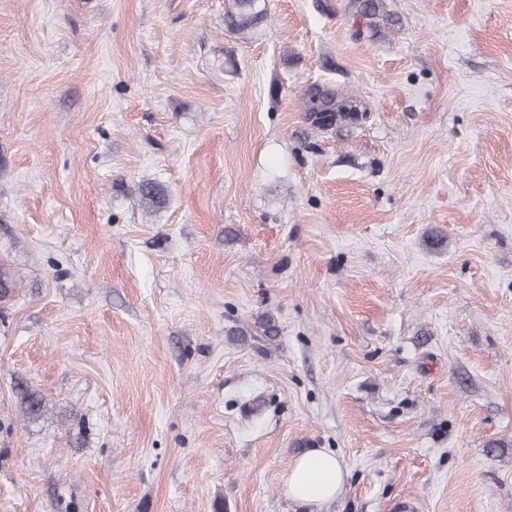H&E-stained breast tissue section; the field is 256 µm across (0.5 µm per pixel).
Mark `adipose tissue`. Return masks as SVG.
Instances as JSON below:
<instances>
[{
    "label": "adipose tissue",
    "instance_id": "obj_1",
    "mask_svg": "<svg viewBox=\"0 0 512 512\" xmlns=\"http://www.w3.org/2000/svg\"><path fill=\"white\" fill-rule=\"evenodd\" d=\"M346 472L340 459L323 448H313L297 458L282 480L285 494L303 506L321 512L336 499Z\"/></svg>",
    "mask_w": 512,
    "mask_h": 512
}]
</instances>
